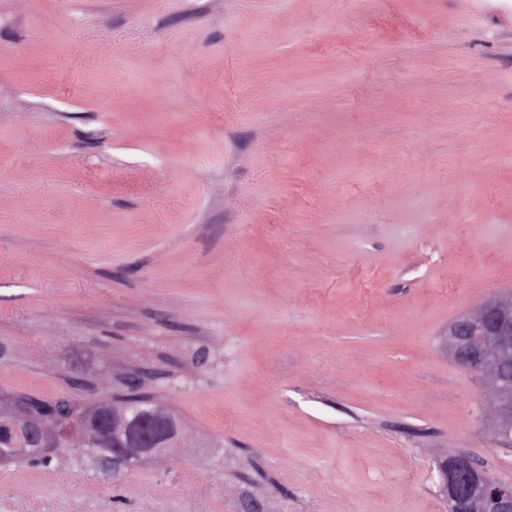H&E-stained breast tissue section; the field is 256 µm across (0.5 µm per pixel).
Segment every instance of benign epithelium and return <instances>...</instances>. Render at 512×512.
<instances>
[{
    "label": "benign epithelium",
    "instance_id": "obj_1",
    "mask_svg": "<svg viewBox=\"0 0 512 512\" xmlns=\"http://www.w3.org/2000/svg\"><path fill=\"white\" fill-rule=\"evenodd\" d=\"M448 357L460 367L477 374L481 385L480 416L500 445L512 447V374L505 366L512 363V292L497 294L471 307L448 325L442 337ZM19 403L0 400V438L9 451L0 457L5 464L31 457L48 446L65 442L71 447L86 443L85 416L97 419L105 435L100 464L113 467L122 462L128 467L147 463L163 453L184 446L185 433L174 415L168 423L174 434L161 439L144 427L131 436V415L125 406L102 400L89 407H75L65 417H33L27 421V434L20 433L13 421ZM441 490L454 505L453 512H512V484L479 485L480 466L466 455L450 456L438 468Z\"/></svg>",
    "mask_w": 512,
    "mask_h": 512
}]
</instances>
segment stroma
<instances>
[{"label":"stroma","mask_w":512,"mask_h":512,"mask_svg":"<svg viewBox=\"0 0 512 512\" xmlns=\"http://www.w3.org/2000/svg\"><path fill=\"white\" fill-rule=\"evenodd\" d=\"M509 291L512 0H0V396L198 442L0 512H448L512 448L439 338ZM24 402L20 405L25 408L27 414L54 415L57 411L71 406L68 399L58 397L54 399H42L34 396H22ZM441 490L454 505V512H485L488 503L495 512H512V484L479 487L480 466L466 455L449 456L438 468Z\"/></svg>","instance_id":"35a3bbf8"}]
</instances>
